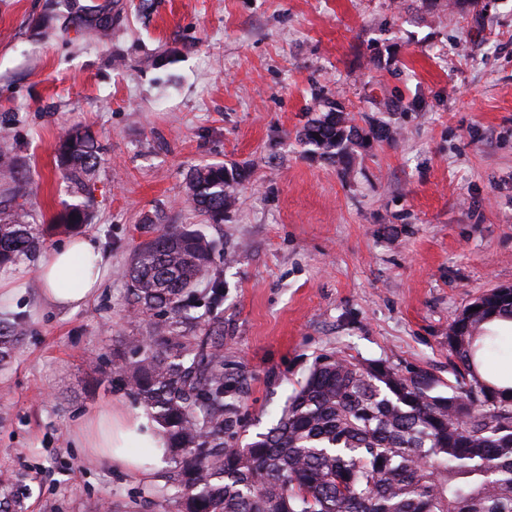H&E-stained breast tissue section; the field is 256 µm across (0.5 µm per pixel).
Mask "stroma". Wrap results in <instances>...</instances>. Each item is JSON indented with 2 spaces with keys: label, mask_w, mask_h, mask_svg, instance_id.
<instances>
[{
  "label": "stroma",
  "mask_w": 512,
  "mask_h": 512,
  "mask_svg": "<svg viewBox=\"0 0 512 512\" xmlns=\"http://www.w3.org/2000/svg\"><path fill=\"white\" fill-rule=\"evenodd\" d=\"M106 39L61 30L52 0H0V141L31 178L36 223L79 202L59 177L71 129L94 133L101 165L91 222L110 267L78 311L50 306L38 260L0 320L28 332L0 364V472L26 512H176L173 464L109 470L77 433L98 412L140 410L120 371L148 316L123 275L146 229L205 224L221 244L217 328L233 426L276 425L317 356L451 377L448 325L512 286V0H114ZM368 137L351 163L303 147L328 107ZM236 165L220 224L187 196L190 171Z\"/></svg>",
  "instance_id": "1"
}]
</instances>
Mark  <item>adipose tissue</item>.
Returning <instances> with one entry per match:
<instances>
[{
    "label": "adipose tissue",
    "mask_w": 512,
    "mask_h": 512,
    "mask_svg": "<svg viewBox=\"0 0 512 512\" xmlns=\"http://www.w3.org/2000/svg\"><path fill=\"white\" fill-rule=\"evenodd\" d=\"M108 264L98 242L89 236L54 248L38 266L43 295L53 305L78 310L97 294ZM79 444L107 467L139 475L145 463L162 465L167 442L146 410L134 413L106 411L82 428ZM145 448L148 458L128 454V447Z\"/></svg>",
    "instance_id": "obj_1"
}]
</instances>
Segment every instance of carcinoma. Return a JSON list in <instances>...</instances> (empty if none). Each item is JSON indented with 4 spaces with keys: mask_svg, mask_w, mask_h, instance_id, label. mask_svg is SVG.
<instances>
[{
    "mask_svg": "<svg viewBox=\"0 0 512 512\" xmlns=\"http://www.w3.org/2000/svg\"><path fill=\"white\" fill-rule=\"evenodd\" d=\"M62 25L108 35L112 12L57 0ZM304 146L350 160L364 136L332 108L307 123ZM101 157L87 132L59 140L62 181L87 200L68 205L59 223L30 222L24 197L29 177L9 146L0 147V267L33 256L45 232L86 223L91 182ZM242 179L222 163L193 169L188 190L211 224L224 221L230 192ZM218 243L188 224L167 226L141 242L124 270L137 307L160 317L152 345L126 363L139 403L153 411L179 466L178 512H512V384L484 369L487 354L512 324V294L486 292L478 311L463 309L448 326L458 362L446 383L423 372L405 376L344 356L316 359L290 397L278 424L244 447L224 444L230 387L220 345L199 325L198 286ZM26 321L0 324V362L11 358Z\"/></svg>",
    "mask_w": 512,
    "mask_h": 512,
    "instance_id": "cac0c4a2",
    "label": "carcinoma"
}]
</instances>
